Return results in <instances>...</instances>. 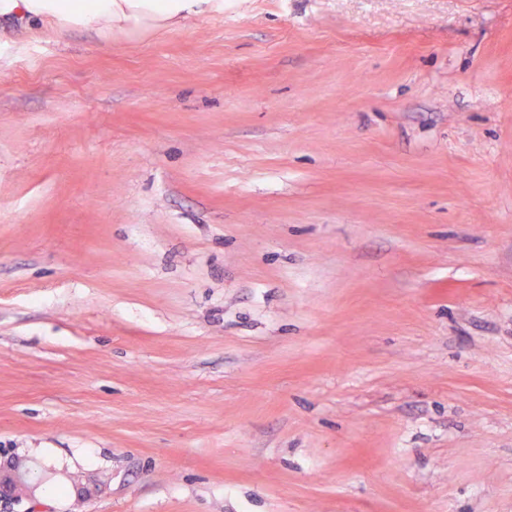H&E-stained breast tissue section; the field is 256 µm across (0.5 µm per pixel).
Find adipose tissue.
<instances>
[{"instance_id": "obj_1", "label": "adipose tissue", "mask_w": 512, "mask_h": 512, "mask_svg": "<svg viewBox=\"0 0 512 512\" xmlns=\"http://www.w3.org/2000/svg\"><path fill=\"white\" fill-rule=\"evenodd\" d=\"M223 10L224 0H0V18L26 21L33 31L147 32Z\"/></svg>"}]
</instances>
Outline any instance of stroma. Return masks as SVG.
I'll return each instance as SVG.
<instances>
[{"label":"stroma","instance_id":"obj_1","mask_svg":"<svg viewBox=\"0 0 512 512\" xmlns=\"http://www.w3.org/2000/svg\"><path fill=\"white\" fill-rule=\"evenodd\" d=\"M31 512H512V0L0 23V462Z\"/></svg>","mask_w":512,"mask_h":512}]
</instances>
